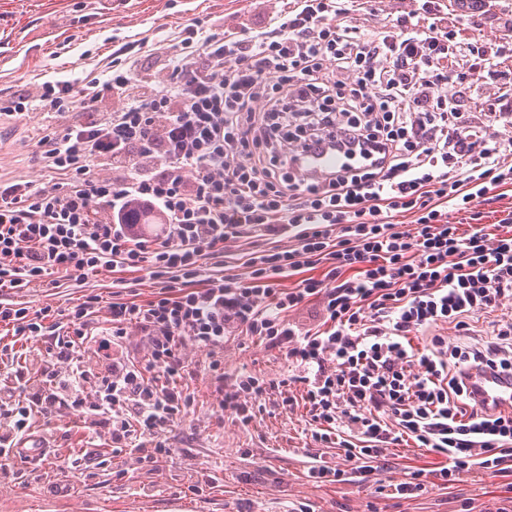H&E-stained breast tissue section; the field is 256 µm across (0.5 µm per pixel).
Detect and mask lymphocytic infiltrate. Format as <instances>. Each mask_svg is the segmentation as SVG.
Masks as SVG:
<instances>
[{
    "label": "lymphocytic infiltrate",
    "mask_w": 512,
    "mask_h": 512,
    "mask_svg": "<svg viewBox=\"0 0 512 512\" xmlns=\"http://www.w3.org/2000/svg\"><path fill=\"white\" fill-rule=\"evenodd\" d=\"M363 0H290L273 25L246 34L185 26L167 73L130 95L129 44L112 47L107 81H47L0 98V116L42 109L58 119L38 145L44 169L64 187L0 183V289L24 293L62 274L82 285L104 267L147 272L159 286L139 304L86 295L53 328L20 303L0 322L34 350L37 371L18 365L0 385V482L20 475L13 449L50 445L33 419L83 414L89 441L107 433L113 455L139 470L170 456L166 435L194 399L181 382L185 350L208 352L224 378V339L239 332L284 355L280 378L237 375L220 406L249 423L257 401L279 392L304 401L311 436L333 444L350 470L311 468L318 482L372 480L377 462L405 441L444 457L436 477L502 474L512 459V411L489 413L466 394L470 368L512 370V324L482 346L412 332L439 324L469 329L468 317L512 300V235L448 221L491 190L512 185V140L489 124H512V74L465 120L442 86L498 74L512 44L459 40L439 0L365 32ZM119 107L82 124L66 114L94 108L105 93ZM333 144L340 157H370L318 179L295 172L305 150ZM112 166L113 176L94 175ZM405 210L414 223L395 224ZM153 217L152 226L137 215ZM256 240L247 276L230 272L225 245ZM288 240L287 248L273 239ZM322 267L321 277H302ZM298 277L297 287L284 280ZM319 299L322 319L292 314ZM146 354L126 355L130 335Z\"/></svg>",
    "instance_id": "obj_1"
}]
</instances>
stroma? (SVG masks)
<instances>
[{"label": "stroma", "instance_id": "35a3bbf8", "mask_svg": "<svg viewBox=\"0 0 512 512\" xmlns=\"http://www.w3.org/2000/svg\"><path fill=\"white\" fill-rule=\"evenodd\" d=\"M441 5L449 25L462 36L479 29L494 43L512 37L506 26L512 0H487L473 13L461 12L459 0H441ZM286 7L287 0H0V92L17 95L46 81L105 77L113 43L136 40L143 47L132 51L131 64L149 81L163 75L166 50L185 25L197 21L208 29L244 33L268 26ZM46 125V114L39 110L0 122V180L52 185L38 158L37 142ZM509 211L512 185L492 190L489 200H474L469 210L450 213L448 220L465 231L472 217H479L494 237L512 231L501 223ZM116 277L105 268L80 287L63 278L57 287H37L20 298L0 292V301L20 299L53 316L89 293L110 300ZM469 323L465 337L442 324L410 338L417 348L434 333L452 343H481L494 326L512 323V301L475 315ZM186 357L193 372L184 385L194 403L169 433L174 454L162 458L155 470H132L122 477L99 468L65 471L64 462L86 447L80 413L50 425L39 421L32 426L33 434L54 437L40 479L0 484V512H291L299 504L313 512H459L464 506L469 512H485L489 504L512 497V480L505 476H487L478 483L466 477L449 487L441 485L433 475L440 457L412 446L393 448L378 481L396 482L421 471L426 489L419 496L390 498L378 493V482H314L308 472L315 460L341 469L347 463L337 449L315 446L305 405L282 408L279 393L273 392L263 398L251 422L240 423L221 410L219 383L197 370L207 359L206 351L190 346ZM242 371L274 378L287 374L288 363L278 350L232 335L224 341V378L232 380ZM310 447L316 453L312 459L305 454ZM193 469L209 476L199 494L188 488ZM60 481L65 490L57 489Z\"/></svg>", "mask_w": 512, "mask_h": 512}]
</instances>
